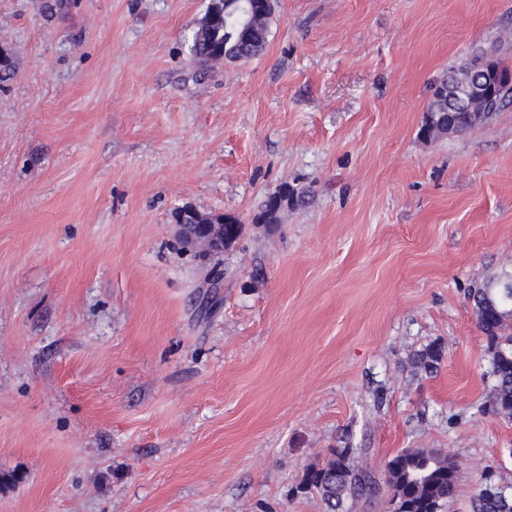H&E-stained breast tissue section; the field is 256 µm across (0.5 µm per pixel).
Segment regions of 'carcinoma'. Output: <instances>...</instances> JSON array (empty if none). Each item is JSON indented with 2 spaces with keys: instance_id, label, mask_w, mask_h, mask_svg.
Listing matches in <instances>:
<instances>
[{
  "instance_id": "obj_1",
  "label": "carcinoma",
  "mask_w": 512,
  "mask_h": 512,
  "mask_svg": "<svg viewBox=\"0 0 512 512\" xmlns=\"http://www.w3.org/2000/svg\"><path fill=\"white\" fill-rule=\"evenodd\" d=\"M271 12L257 11L244 33H239L224 25L220 18L201 21L198 29L188 38L191 55L201 64L220 59L249 60L259 55L269 37ZM457 71L450 70L434 86L432 101L428 111L442 113V118L452 117L457 129L465 133L482 122L473 120L469 112L448 111V81ZM288 194L289 203L302 201L305 191L284 184L280 190L267 198L256 214L258 224H276L281 210L276 199ZM503 275L488 280L483 287L474 290L471 300L477 322L487 339L491 354V373L494 385L490 392V403L498 414L512 418V322L497 320L490 322L494 313L486 312V302L490 299L500 311H512V289L498 287ZM443 358V347L434 344L418 358L424 371L431 373L437 369ZM492 467L487 465L482 471L481 488L472 497L471 512H512V496H507L492 484ZM459 466L448 455L430 452L421 448L403 450L386 463V484L390 490L391 512H440L443 504L456 493ZM300 491H315L325 502L328 512H339L348 498L374 499L382 492V487L366 467L356 460L355 451L350 447L332 448L327 458L320 464L310 467L302 480Z\"/></svg>"
}]
</instances>
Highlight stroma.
<instances>
[{"mask_svg":"<svg viewBox=\"0 0 512 512\" xmlns=\"http://www.w3.org/2000/svg\"><path fill=\"white\" fill-rule=\"evenodd\" d=\"M45 3L0 0V512H327L299 486L346 445L453 457L443 512L512 492L468 298L512 271V105L419 135L448 70L512 67V0H277L207 67L208 0ZM184 207L242 234L187 248ZM271 14V11L255 12L243 34L224 26L221 18L202 19L198 29L188 38L190 53L201 64L221 58L249 60L259 55L268 42ZM285 193L288 194L289 205H295L301 202L305 196V191L303 189H296L295 187L285 183L276 194L267 198L260 211L255 215V222L257 224H276L279 222L280 213L284 208H277L276 199ZM492 467L487 465L482 471L481 488L472 497V512H512V496H507L500 488L492 484Z\"/></svg>","mask_w":512,"mask_h":512,"instance_id":"35a3bbf8","label":"stroma"}]
</instances>
